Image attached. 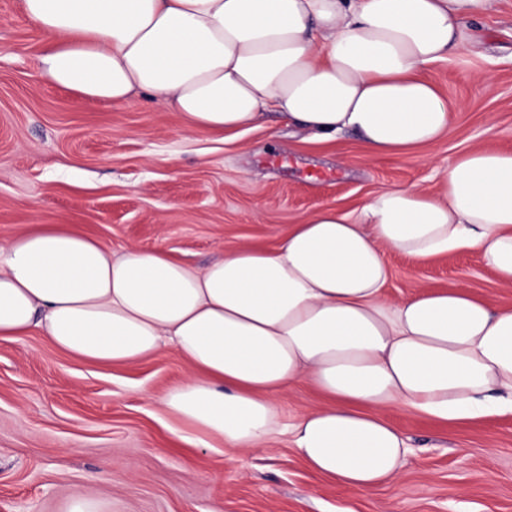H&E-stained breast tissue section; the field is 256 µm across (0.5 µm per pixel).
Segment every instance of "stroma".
Here are the masks:
<instances>
[{"label": "stroma", "mask_w": 512, "mask_h": 512, "mask_svg": "<svg viewBox=\"0 0 512 512\" xmlns=\"http://www.w3.org/2000/svg\"><path fill=\"white\" fill-rule=\"evenodd\" d=\"M42 50L20 0H0V244L65 223L116 255L161 249L202 268L239 246L276 247L318 207L357 212L384 187H433L469 148L512 151V0H492L465 48L426 70L451 130L404 157L271 116L222 138L192 131L158 100L112 105L55 85ZM386 261L390 298L463 285L512 308V288L476 252ZM189 373L168 343L136 364L95 365L37 334L0 340V512H66L77 491L103 512H512L510 415L448 426L391 412L412 452L396 481L360 494L311 472L285 434L221 453L184 442L163 399ZM101 470L111 481H90Z\"/></svg>", "instance_id": "stroma-1"}]
</instances>
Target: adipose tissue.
<instances>
[{
  "label": "adipose tissue",
  "instance_id": "obj_1",
  "mask_svg": "<svg viewBox=\"0 0 512 512\" xmlns=\"http://www.w3.org/2000/svg\"><path fill=\"white\" fill-rule=\"evenodd\" d=\"M490 0H22L40 66L82 97L159 99L187 127L241 132L266 115L374 156L432 145L451 109L421 78ZM420 263L477 252L512 288V153L475 148L434 189L383 188L360 216L321 207L273 250L199 269L162 250L112 257L64 224L0 244V339L33 333L80 360L129 365L170 341L191 368L164 399L186 440L263 448L288 432L313 472L369 493L409 445L386 417L512 415V310L467 287L389 298L386 251ZM307 381L323 405L283 426Z\"/></svg>",
  "mask_w": 512,
  "mask_h": 512
}]
</instances>
